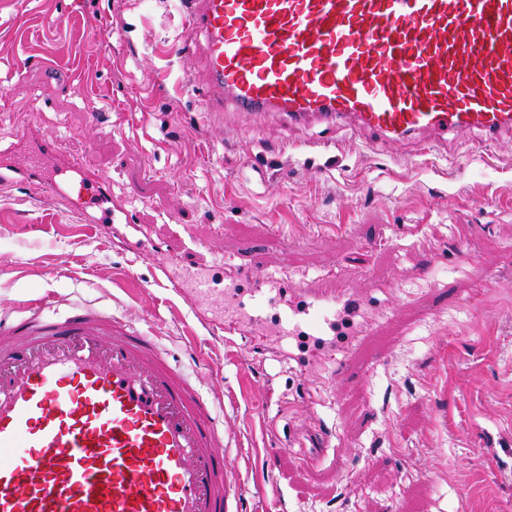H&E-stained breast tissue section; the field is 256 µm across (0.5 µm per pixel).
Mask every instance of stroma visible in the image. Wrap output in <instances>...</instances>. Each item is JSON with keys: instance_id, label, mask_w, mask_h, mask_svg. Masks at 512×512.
<instances>
[{"instance_id": "1", "label": "stroma", "mask_w": 512, "mask_h": 512, "mask_svg": "<svg viewBox=\"0 0 512 512\" xmlns=\"http://www.w3.org/2000/svg\"><path fill=\"white\" fill-rule=\"evenodd\" d=\"M176 0H0V140L55 141L112 190L111 224L0 189V314L50 292L133 318L224 405L243 512H512V134L420 154L350 126L200 109ZM224 157L212 164L211 153ZM214 294L188 300L183 265ZM334 277L372 328L342 371L211 329L225 272ZM195 343L199 359L185 358ZM328 451L301 463L314 429ZM289 450L267 460L273 442Z\"/></svg>"}]
</instances>
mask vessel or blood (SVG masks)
Returning a JSON list of instances; mask_svg holds the SVG:
<instances>
[{"mask_svg":"<svg viewBox=\"0 0 512 512\" xmlns=\"http://www.w3.org/2000/svg\"><path fill=\"white\" fill-rule=\"evenodd\" d=\"M187 33L169 48L194 61L202 108L319 119L422 149L470 130L512 131V0H181ZM54 164L73 179L46 178ZM0 182L77 194L85 223L110 220L109 193L82 165L37 142L26 165L0 148ZM224 288V323L298 337L330 332L314 357L344 366L371 328L349 290ZM188 299L210 295L205 272ZM153 313L57 311L36 298L0 317V512H237L241 484L224 459V424L164 353Z\"/></svg>","mask_w":512,"mask_h":512,"instance_id":"1","label":"vessel or blood"}]
</instances>
